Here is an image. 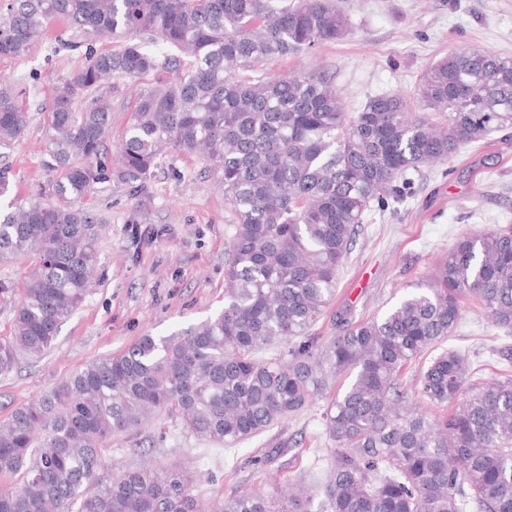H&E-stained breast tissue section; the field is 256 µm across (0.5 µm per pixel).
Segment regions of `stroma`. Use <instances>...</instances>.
I'll list each match as a JSON object with an SVG mask.
<instances>
[{"label": "stroma", "instance_id": "35a3bbf8", "mask_svg": "<svg viewBox=\"0 0 512 512\" xmlns=\"http://www.w3.org/2000/svg\"><path fill=\"white\" fill-rule=\"evenodd\" d=\"M351 35L295 57L258 64L260 73L317 70L331 78L346 111H358L381 93L412 94L421 74L448 53L480 49L512 57V0H337ZM61 27L21 58H0V80L13 84L28 114L24 134L0 147V170L10 182L0 204L50 195L56 172L42 162L46 112L64 82L86 62L84 51L61 48ZM148 74L104 82L112 100V134L105 177L84 207L98 218V284L62 325L42 358L20 359L0 374V420L50 391L93 360L124 352L145 335L176 334L224 303L225 247L232 215L224 191L198 157H168L141 183L121 177L115 159L134 102ZM512 228V137L492 134L445 164L412 174L401 203L372 208L340 271L335 301L315 325L321 336L337 332L336 313L353 319L382 315L407 285L429 277L440 257L467 231ZM31 257L0 263V338L11 336L19 289ZM466 351L479 378L500 377L497 350L512 334L492 324L475 302L448 341ZM317 401L269 432L226 448L187 435L180 421L160 415L135 436L114 438L110 456L127 467L145 461L184 463L205 473L194 492L202 502L233 487L270 493L303 482L318 490L328 442ZM165 441H158V434ZM289 452L272 466L254 467L278 440Z\"/></svg>", "mask_w": 512, "mask_h": 512}]
</instances>
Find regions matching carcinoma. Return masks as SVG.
I'll return each instance as SVG.
<instances>
[{"label": "carcinoma", "mask_w": 512, "mask_h": 512, "mask_svg": "<svg viewBox=\"0 0 512 512\" xmlns=\"http://www.w3.org/2000/svg\"><path fill=\"white\" fill-rule=\"evenodd\" d=\"M52 21L82 37L66 47L86 48L88 60L47 113L44 163L60 172L51 200L0 214V261L38 256L13 336L0 340V373L51 348L95 277L94 219L81 202L102 179L112 129L104 80L156 75L125 126L122 176L146 181L166 155H199L224 188L233 231L220 311L92 361L0 420V512H512V377L475 381L469 355L448 347L404 379L452 334L465 300L512 330L511 229L462 234L383 315L341 312L336 335L312 333L372 204L401 201L407 173L512 128V57L448 53L419 79L420 115L395 93L346 112L318 71H254L350 34L335 0H7L0 57L25 56ZM142 33L175 56L159 58ZM104 36L118 49L94 52L90 41ZM82 96L90 100L74 107ZM27 121L0 81V144ZM281 344L287 352L258 357ZM341 376L323 412L330 448L316 504L291 489L233 491L205 508L196 469L105 471L112 438L140 432L155 412L229 447L301 412ZM415 397L451 411L432 420Z\"/></svg>", "instance_id": "carcinoma-1"}]
</instances>
